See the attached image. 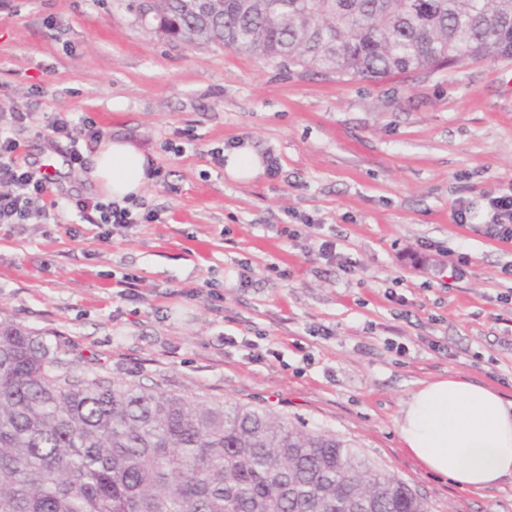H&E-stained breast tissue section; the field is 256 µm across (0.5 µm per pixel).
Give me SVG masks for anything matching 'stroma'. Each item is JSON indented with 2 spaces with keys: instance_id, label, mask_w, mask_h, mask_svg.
Listing matches in <instances>:
<instances>
[{
  "instance_id": "stroma-1",
  "label": "stroma",
  "mask_w": 512,
  "mask_h": 512,
  "mask_svg": "<svg viewBox=\"0 0 512 512\" xmlns=\"http://www.w3.org/2000/svg\"><path fill=\"white\" fill-rule=\"evenodd\" d=\"M138 3L0 0V108L92 118L160 172L139 198L156 221L124 236L71 210L0 224V317L57 343L62 373L268 408L351 441L428 512H512L511 479L434 477L395 424L451 375L512 398V244L481 228L485 196L512 185V59L338 80L168 39ZM22 139L58 165L48 200L97 197L98 142L80 137L72 166L41 123ZM242 148L277 172L229 178L215 156ZM463 204L476 222L454 223ZM304 216L314 228L282 235ZM319 233L354 274L319 258Z\"/></svg>"
}]
</instances>
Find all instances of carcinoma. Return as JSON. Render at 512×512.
Listing matches in <instances>:
<instances>
[{
	"mask_svg": "<svg viewBox=\"0 0 512 512\" xmlns=\"http://www.w3.org/2000/svg\"><path fill=\"white\" fill-rule=\"evenodd\" d=\"M154 0L155 29L267 64L376 79L512 57V0ZM0 318V512H427L345 440L265 408L56 372Z\"/></svg>",
	"mask_w": 512,
	"mask_h": 512,
	"instance_id": "carcinoma-1",
	"label": "carcinoma"
}]
</instances>
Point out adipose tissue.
Here are the masks:
<instances>
[{
  "label": "adipose tissue",
  "mask_w": 512,
  "mask_h": 512,
  "mask_svg": "<svg viewBox=\"0 0 512 512\" xmlns=\"http://www.w3.org/2000/svg\"><path fill=\"white\" fill-rule=\"evenodd\" d=\"M144 154L121 138L103 140L90 177L105 199L139 197L149 182ZM396 427L429 473L477 492L512 478V399L470 381L423 383L405 401Z\"/></svg>",
  "instance_id": "obj_1"
}]
</instances>
